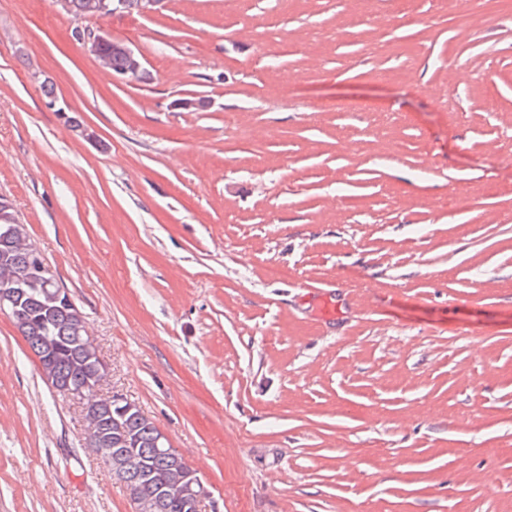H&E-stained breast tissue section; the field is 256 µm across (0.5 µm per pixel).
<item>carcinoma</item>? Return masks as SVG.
<instances>
[{
  "instance_id": "cac0c4a2",
  "label": "carcinoma",
  "mask_w": 512,
  "mask_h": 512,
  "mask_svg": "<svg viewBox=\"0 0 512 512\" xmlns=\"http://www.w3.org/2000/svg\"><path fill=\"white\" fill-rule=\"evenodd\" d=\"M102 0H53L73 21L93 17ZM101 54L112 72L128 68L122 47L110 41ZM0 289L15 287L19 296L10 311L39 362L42 375L77 389L99 377L96 347L90 341L84 317L75 303L63 304L59 285L48 273L38 278L32 270L37 248L28 240L23 223L12 203L0 196ZM89 447L112 455V469L130 491L136 512H197L182 496L186 463L168 453L167 443H156L160 431L143 412L132 407L120 416L106 399L97 400L90 421Z\"/></svg>"
}]
</instances>
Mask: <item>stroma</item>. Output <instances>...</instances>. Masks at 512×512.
<instances>
[{"mask_svg":"<svg viewBox=\"0 0 512 512\" xmlns=\"http://www.w3.org/2000/svg\"><path fill=\"white\" fill-rule=\"evenodd\" d=\"M441 16L165 0L128 83L0 0V196L203 512H512V13ZM88 440L0 312V512H135Z\"/></svg>","mask_w":512,"mask_h":512,"instance_id":"stroma-1","label":"stroma"}]
</instances>
